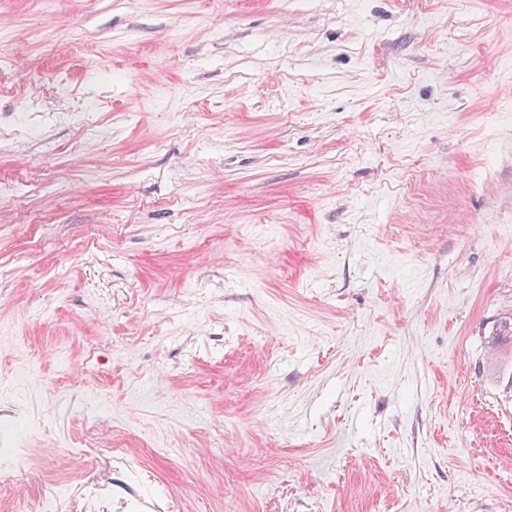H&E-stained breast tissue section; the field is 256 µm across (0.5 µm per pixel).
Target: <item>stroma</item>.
<instances>
[{"mask_svg": "<svg viewBox=\"0 0 512 512\" xmlns=\"http://www.w3.org/2000/svg\"><path fill=\"white\" fill-rule=\"evenodd\" d=\"M512 0H0V512H512Z\"/></svg>", "mask_w": 512, "mask_h": 512, "instance_id": "stroma-1", "label": "stroma"}]
</instances>
